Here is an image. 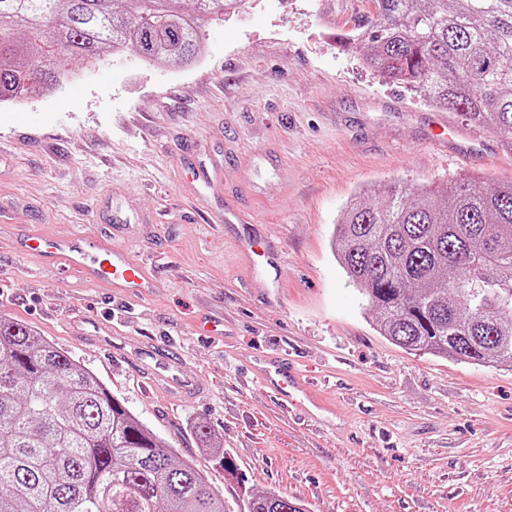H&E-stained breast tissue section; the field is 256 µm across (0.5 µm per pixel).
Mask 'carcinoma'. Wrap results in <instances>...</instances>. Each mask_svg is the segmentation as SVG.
Wrapping results in <instances>:
<instances>
[{"label":"carcinoma","instance_id":"obj_1","mask_svg":"<svg viewBox=\"0 0 512 512\" xmlns=\"http://www.w3.org/2000/svg\"><path fill=\"white\" fill-rule=\"evenodd\" d=\"M0 0V101L55 90L75 57L133 48L165 66L204 51L200 30L244 0ZM364 64L512 145V0H373ZM348 279L381 335L414 352L512 367V183L391 186L351 202L334 230ZM199 443L224 454L195 424ZM0 512H224L208 478L89 371L28 326L0 319ZM248 512H301L285 494Z\"/></svg>","mask_w":512,"mask_h":512}]
</instances>
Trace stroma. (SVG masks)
<instances>
[{
  "instance_id": "35a3bbf8",
  "label": "stroma",
  "mask_w": 512,
  "mask_h": 512,
  "mask_svg": "<svg viewBox=\"0 0 512 512\" xmlns=\"http://www.w3.org/2000/svg\"><path fill=\"white\" fill-rule=\"evenodd\" d=\"M371 0H247L203 29L201 57L149 67L130 50L15 106L0 103V318L89 369L227 512L280 492L305 512H512V368L407 351L381 336L331 247L350 200L392 184L512 180L490 128L431 149L432 105L366 68L352 36ZM237 212L225 222L224 211ZM129 219L113 232V210ZM113 234L158 282L126 298L18 253L19 234ZM248 237L282 256L267 302ZM111 320L127 348L173 340L205 382L192 402L151 387L129 358L82 342L75 314ZM292 358L334 413L287 406L255 357ZM207 423L236 475L196 439Z\"/></svg>"
}]
</instances>
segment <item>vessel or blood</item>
I'll return each mask as SVG.
<instances>
[{"label": "vessel or blood", "mask_w": 512, "mask_h": 512, "mask_svg": "<svg viewBox=\"0 0 512 512\" xmlns=\"http://www.w3.org/2000/svg\"><path fill=\"white\" fill-rule=\"evenodd\" d=\"M14 248L22 254L36 255L44 265H63L67 272L85 281L120 289L128 296L148 299L155 293L156 285L146 276L142 262L127 249L115 246L103 237L19 236L14 240ZM77 324L86 328L87 341L111 347V325L86 318L78 319ZM131 356L158 387L176 400H193L203 390L200 377L184 372L182 356L171 344H145L134 349ZM255 374L283 401L295 403L310 395L307 383L285 355L264 357L257 363Z\"/></svg>", "instance_id": "b4317fda"}]
</instances>
